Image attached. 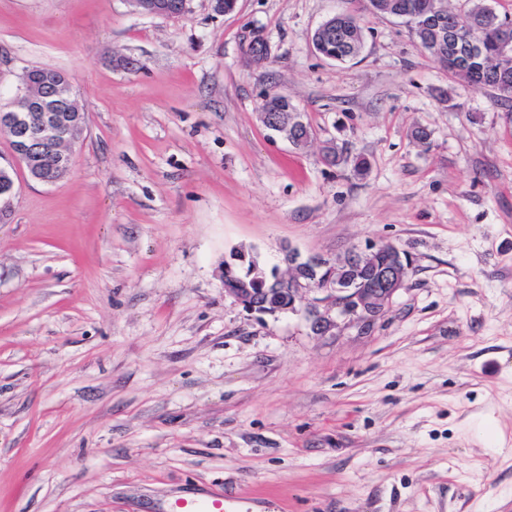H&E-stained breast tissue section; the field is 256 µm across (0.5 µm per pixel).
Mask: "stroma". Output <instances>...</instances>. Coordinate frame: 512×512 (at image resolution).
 Wrapping results in <instances>:
<instances>
[{"mask_svg":"<svg viewBox=\"0 0 512 512\" xmlns=\"http://www.w3.org/2000/svg\"><path fill=\"white\" fill-rule=\"evenodd\" d=\"M362 15L364 48L317 55ZM262 30L268 60L245 54ZM74 80L86 131L0 211V512H512V101L367 0H0V107L24 67ZM287 93L316 135L258 112ZM431 137L420 143L415 126ZM331 141L367 175L324 163ZM407 252L371 327L248 314L231 252ZM140 14L176 18L189 10L191 0H130ZM269 97L267 94L261 99L259 104V114L264 126L271 131L274 135L288 141L295 147H301L298 145V141L291 135L292 131L296 130V124L304 122V113L301 112L293 103H290L286 108H280L268 104ZM283 112V113H280ZM284 112H290V119H284ZM171 510V512H224V499L222 497H210L204 500L180 498L175 501Z\"/></svg>","mask_w":512,"mask_h":512,"instance_id":"35a3bbf8","label":"stroma"}]
</instances>
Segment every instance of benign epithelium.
I'll list each match as a JSON object with an SVG mask.
<instances>
[{"instance_id": "benign-epithelium-1", "label": "benign epithelium", "mask_w": 512, "mask_h": 512, "mask_svg": "<svg viewBox=\"0 0 512 512\" xmlns=\"http://www.w3.org/2000/svg\"><path fill=\"white\" fill-rule=\"evenodd\" d=\"M134 10L140 14L176 18L189 10L191 0H130ZM446 0H434V8L427 14L426 25L436 33L444 35L448 23ZM331 25L322 22L314 31L311 41L314 50L323 54L326 41L331 37ZM268 42L260 31H254L249 37L246 55L250 62L260 65L269 57ZM72 78L63 76L49 82L42 79L38 69H27L22 77V87L7 110L0 113V131L10 137V146L15 161L23 166L29 176L45 184L56 179L50 177L41 168L42 157L49 155L54 159V168L58 171L69 168L71 149L83 136L85 126L70 123L59 115V111L72 103ZM269 97L263 96L259 104V114L264 126L274 135L298 146L291 132L296 124L304 121V113L294 104L280 108L268 104ZM15 189L11 169L0 166V203L9 204ZM250 267L248 277L260 280L263 270L253 256L235 252L224 261L222 277L224 292L234 303L251 313L276 315L278 313L305 314L311 331L316 335L325 334L336 328V319L329 310H320L319 306L309 302L313 292L325 293V299L340 309L344 315L355 317L365 327L389 306L394 294L405 285L411 266L409 256L398 250L388 252L386 264L376 271L371 282L352 281L345 275V269L336 268V261L319 255L306 259L288 251V268L291 275L285 278L287 288L283 293L288 296V305L269 308L257 301V293L249 287L246 279L237 275V271Z\"/></svg>"}]
</instances>
